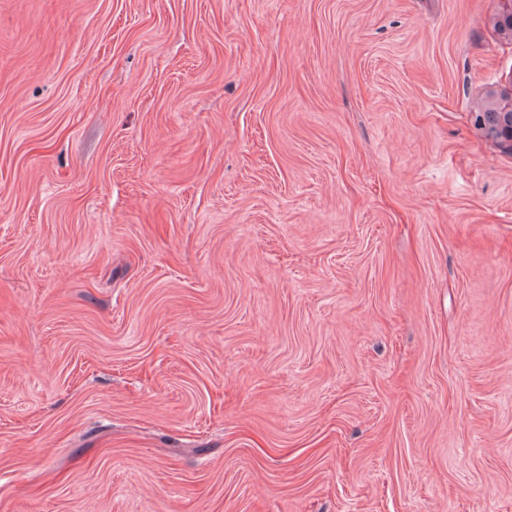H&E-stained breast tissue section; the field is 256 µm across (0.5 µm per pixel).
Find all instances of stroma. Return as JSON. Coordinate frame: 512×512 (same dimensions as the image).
Segmentation results:
<instances>
[{"label": "stroma", "instance_id": "1", "mask_svg": "<svg viewBox=\"0 0 512 512\" xmlns=\"http://www.w3.org/2000/svg\"><path fill=\"white\" fill-rule=\"evenodd\" d=\"M498 0H0V512H512ZM493 93L494 91H487L482 97L481 103L477 106L476 120L477 126L485 132L488 138L501 143L500 137L505 133L506 125L508 124V116L504 115L501 121L497 123H492L489 120L486 113L504 112L498 99L494 98Z\"/></svg>", "mask_w": 512, "mask_h": 512}]
</instances>
